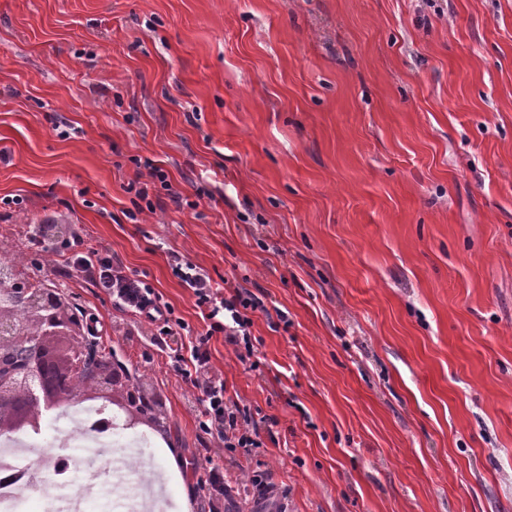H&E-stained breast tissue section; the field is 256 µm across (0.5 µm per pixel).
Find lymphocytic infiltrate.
Segmentation results:
<instances>
[{
  "label": "lymphocytic infiltrate",
  "mask_w": 512,
  "mask_h": 512,
  "mask_svg": "<svg viewBox=\"0 0 512 512\" xmlns=\"http://www.w3.org/2000/svg\"><path fill=\"white\" fill-rule=\"evenodd\" d=\"M43 250L58 258L61 273L104 290L114 309L152 326L154 346L192 389L201 435L218 439L228 448L247 451L260 447L257 427L241 421L236 404L225 398L224 381L211 369L208 348L210 339L220 334L225 342L253 354L252 316L261 307L255 294L221 286L179 253H170L172 272L191 290L205 323L203 331L194 332L145 277L129 271L109 249L85 243L80 231L60 242L44 244Z\"/></svg>",
  "instance_id": "obj_1"
}]
</instances>
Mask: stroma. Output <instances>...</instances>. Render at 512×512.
Returning a JSON list of instances; mask_svg holds the SVG:
<instances>
[{
	"label": "stroma",
	"mask_w": 512,
	"mask_h": 512,
	"mask_svg": "<svg viewBox=\"0 0 512 512\" xmlns=\"http://www.w3.org/2000/svg\"><path fill=\"white\" fill-rule=\"evenodd\" d=\"M1 152L0 241L81 226L198 330L169 251L264 304L251 361L209 342L247 454L146 322L41 269L160 395L168 512L213 468L227 512L265 471L272 512H512V0H0ZM138 158L198 207L127 218Z\"/></svg>",
	"instance_id": "1"
}]
</instances>
